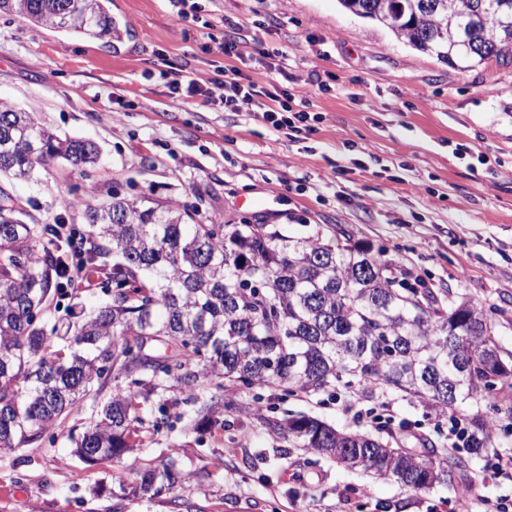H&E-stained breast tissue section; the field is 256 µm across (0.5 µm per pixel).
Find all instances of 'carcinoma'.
Returning a JSON list of instances; mask_svg holds the SVG:
<instances>
[{"instance_id":"carcinoma-1","label":"carcinoma","mask_w":512,"mask_h":512,"mask_svg":"<svg viewBox=\"0 0 512 512\" xmlns=\"http://www.w3.org/2000/svg\"><path fill=\"white\" fill-rule=\"evenodd\" d=\"M399 40L465 70L512 54V0H339ZM501 22L483 14L503 4ZM66 32H112L100 0H0V11ZM476 42L486 54L467 51ZM89 141L61 137L32 112L0 104V176L27 179L63 159L92 167ZM88 228L35 224L0 188V458L54 445L61 426L71 456L89 465L122 459L146 445L179 408L184 433L201 441L245 413L283 448H301L346 469L403 487L456 490L470 458L508 439L498 418L512 415V364L487 308L458 294L411 284L383 250L360 242L334 250L322 233L285 224H207L199 207L112 195L87 200ZM97 274L106 301L85 308L54 303L74 293L66 271ZM277 398L345 391L393 394L455 421L463 455L393 446L386 423L375 433L322 419L280 417ZM110 390L101 401L100 394ZM251 398L248 410L236 403ZM189 480L170 458L148 466L112 497L153 499Z\"/></svg>"}]
</instances>
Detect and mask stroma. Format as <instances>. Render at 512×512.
Segmentation results:
<instances>
[{
  "label": "stroma",
  "mask_w": 512,
  "mask_h": 512,
  "mask_svg": "<svg viewBox=\"0 0 512 512\" xmlns=\"http://www.w3.org/2000/svg\"><path fill=\"white\" fill-rule=\"evenodd\" d=\"M194 2L181 21L170 0H102L116 27L104 39L0 12V102L100 150L91 168L58 159L8 183L17 203L40 223L81 227L82 199L106 203L117 192L198 202L217 223L305 224L335 248L350 237L428 287L493 307L512 357V57L462 71L338 0ZM239 28L286 52L289 86L323 116L315 131L292 140L261 115L172 94L180 71L204 82L232 67L220 45ZM279 408L348 430L403 421L410 448L420 435L439 447L455 441L449 418L394 398L304 396ZM64 452L28 446L0 459V512H179L176 496L192 512H449L446 488L409 490L280 450L242 415L202 443L162 434L90 469L61 467ZM510 455L511 444L485 449L462 476L475 512L512 505V471L494 469ZM168 457L190 475L177 495L112 498L113 485Z\"/></svg>",
  "instance_id": "stroma-1"
}]
</instances>
